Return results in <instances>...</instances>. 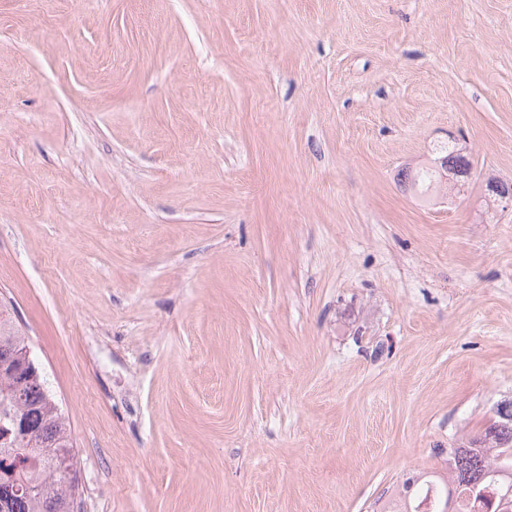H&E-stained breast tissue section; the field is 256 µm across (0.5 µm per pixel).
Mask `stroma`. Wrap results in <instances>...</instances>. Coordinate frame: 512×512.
<instances>
[{"label": "stroma", "mask_w": 512, "mask_h": 512, "mask_svg": "<svg viewBox=\"0 0 512 512\" xmlns=\"http://www.w3.org/2000/svg\"><path fill=\"white\" fill-rule=\"evenodd\" d=\"M454 142L460 190L397 173ZM512 0H0V302L82 512H379L512 401Z\"/></svg>", "instance_id": "1"}]
</instances>
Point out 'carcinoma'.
<instances>
[{
  "mask_svg": "<svg viewBox=\"0 0 512 512\" xmlns=\"http://www.w3.org/2000/svg\"><path fill=\"white\" fill-rule=\"evenodd\" d=\"M440 177V171L421 167L403 170L400 182L407 189L426 191ZM27 348L28 338L0 309V428L12 431L9 439L0 440V458L22 462L19 468L0 467V482L17 489L12 497L0 499V512H74L71 505L80 490L72 476L75 453L70 426L47 387L13 372L14 356ZM469 483L479 490L491 484L512 489V425H504L499 414L484 436L466 448L449 450L448 475L407 478L403 494L386 512H418L432 488L444 496L451 488L459 489L449 512H472L470 507L483 500L467 493Z\"/></svg>",
  "mask_w": 512,
  "mask_h": 512,
  "instance_id": "obj_1",
  "label": "carcinoma"
}]
</instances>
